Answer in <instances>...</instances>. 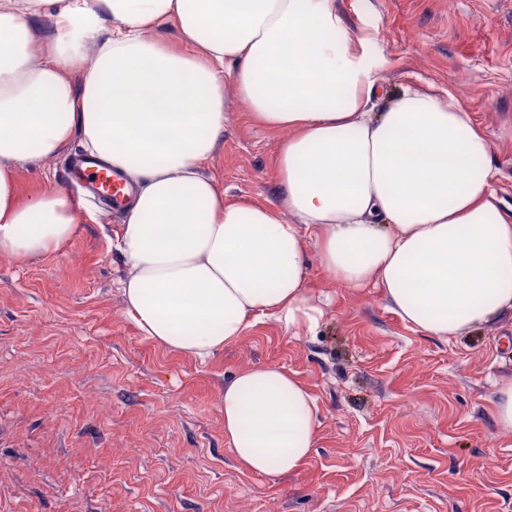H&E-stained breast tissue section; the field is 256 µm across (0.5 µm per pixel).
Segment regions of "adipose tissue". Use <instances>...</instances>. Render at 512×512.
<instances>
[{
  "label": "adipose tissue",
  "mask_w": 512,
  "mask_h": 512,
  "mask_svg": "<svg viewBox=\"0 0 512 512\" xmlns=\"http://www.w3.org/2000/svg\"><path fill=\"white\" fill-rule=\"evenodd\" d=\"M380 65L335 0H0V255L43 256L79 218L99 222L63 189L19 190L21 166L76 140L134 186L115 232L119 290L172 352L206 361L261 315L313 334V256L430 336L512 313V207L493 188L490 141L451 92L386 95ZM231 100L284 134L277 205L225 201L204 172ZM218 404L246 471L309 461L319 407L283 367L242 370Z\"/></svg>",
  "instance_id": "obj_1"
}]
</instances>
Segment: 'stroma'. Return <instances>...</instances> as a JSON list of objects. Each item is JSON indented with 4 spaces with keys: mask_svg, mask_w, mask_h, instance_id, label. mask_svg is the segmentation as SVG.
<instances>
[{
    "mask_svg": "<svg viewBox=\"0 0 512 512\" xmlns=\"http://www.w3.org/2000/svg\"><path fill=\"white\" fill-rule=\"evenodd\" d=\"M385 58L378 82L451 91L488 136L512 206V0H335ZM280 132L236 105L207 172L236 203L278 202ZM68 152L26 164L21 191L82 190ZM117 215L80 221L58 251L0 257V512H512V314L448 338L415 331L379 289L309 268L330 304L315 335L271 319L206 362L141 336L118 286ZM288 369L320 406L298 472L254 474L224 441L218 396L255 365ZM496 415L499 423L504 428H512V382L499 386Z\"/></svg>",
    "mask_w": 512,
    "mask_h": 512,
    "instance_id": "stroma-1",
    "label": "stroma"
}]
</instances>
